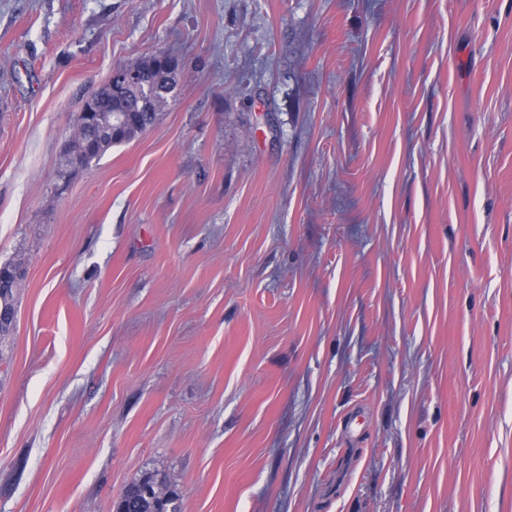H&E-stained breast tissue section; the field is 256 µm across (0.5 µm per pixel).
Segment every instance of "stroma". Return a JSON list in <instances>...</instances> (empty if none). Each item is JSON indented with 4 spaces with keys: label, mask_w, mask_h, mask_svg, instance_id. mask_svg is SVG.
<instances>
[{
    "label": "stroma",
    "mask_w": 512,
    "mask_h": 512,
    "mask_svg": "<svg viewBox=\"0 0 512 512\" xmlns=\"http://www.w3.org/2000/svg\"><path fill=\"white\" fill-rule=\"evenodd\" d=\"M10 262L0 512H512V0H0ZM125 67L139 72L141 78L123 88L113 91L108 89L103 92L99 103L100 123L96 145L86 148L83 138L70 140L71 151L79 154L84 161L78 166L88 164L103 155L113 145L128 142L152 128L161 113L159 108L167 102L166 95L175 87L176 68L172 70L163 68L157 63L155 55ZM133 109L134 112L129 113L121 135L112 136L111 112L113 114ZM81 157H74V161L79 163ZM146 483L156 486L152 495L140 492ZM166 485L165 479L158 474H146L125 490L115 506L120 509L119 512H179L176 504L179 495Z\"/></svg>",
    "instance_id": "stroma-1"
}]
</instances>
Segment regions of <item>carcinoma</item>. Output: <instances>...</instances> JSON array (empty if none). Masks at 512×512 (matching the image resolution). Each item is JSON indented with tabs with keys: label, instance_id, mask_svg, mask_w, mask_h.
Returning <instances> with one entry per match:
<instances>
[{
	"label": "carcinoma",
	"instance_id": "obj_1",
	"mask_svg": "<svg viewBox=\"0 0 512 512\" xmlns=\"http://www.w3.org/2000/svg\"><path fill=\"white\" fill-rule=\"evenodd\" d=\"M141 78L123 88L106 90L99 103L100 123L96 145L87 148L84 140H71V151L84 163L100 157L112 146L128 142L152 128L160 115L166 95L175 87L174 69H165L156 57L146 58L130 66ZM16 282L13 264L0 266V290L3 300L14 301ZM179 495L166 486L164 478L146 474L132 483L116 502L119 512H179Z\"/></svg>",
	"mask_w": 512,
	"mask_h": 512
}]
</instances>
